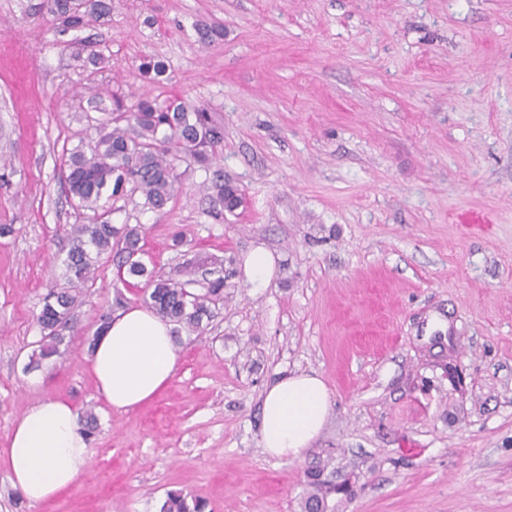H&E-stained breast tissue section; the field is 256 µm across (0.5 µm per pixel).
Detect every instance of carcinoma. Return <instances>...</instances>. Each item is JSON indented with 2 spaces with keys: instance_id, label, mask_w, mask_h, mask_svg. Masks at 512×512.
<instances>
[{
  "instance_id": "1",
  "label": "carcinoma",
  "mask_w": 512,
  "mask_h": 512,
  "mask_svg": "<svg viewBox=\"0 0 512 512\" xmlns=\"http://www.w3.org/2000/svg\"><path fill=\"white\" fill-rule=\"evenodd\" d=\"M43 7L62 31L78 30L110 15L112 0H45ZM141 75L157 81L166 65L147 59ZM224 142V128L205 107L191 105L180 97L159 102L140 98L127 105L112 96V111L104 113L96 126V138L87 149L64 150L60 167L67 169L66 192L78 207L92 212L90 222L78 225L64 260V283L49 289L37 316L40 338L29 356L28 367L38 368L60 354V346L75 334V310L96 283L103 256L114 255L119 281L142 283L140 300L163 320L190 334H202L212 318V307L224 302V277L218 276L200 290L199 266L184 268V279L165 278L145 262L140 226L112 224V210L100 204L105 193L119 197L126 188L143 197V207L164 209L177 182L182 163L207 164ZM216 200L229 213L244 203V193L226 183L221 175L213 181ZM205 500L180 490L166 493L159 512H205Z\"/></svg>"
}]
</instances>
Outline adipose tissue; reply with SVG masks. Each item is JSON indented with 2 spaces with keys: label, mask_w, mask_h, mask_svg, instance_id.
Returning <instances> with one entry per match:
<instances>
[{
  "label": "adipose tissue",
  "mask_w": 512,
  "mask_h": 512,
  "mask_svg": "<svg viewBox=\"0 0 512 512\" xmlns=\"http://www.w3.org/2000/svg\"><path fill=\"white\" fill-rule=\"evenodd\" d=\"M176 353L171 326L141 307L111 318L88 359L95 390L109 408L126 412L150 402L172 378ZM331 398L316 375L284 376L269 386L261 410V444L278 458L297 456L319 435ZM91 461L89 444L71 404L48 399L19 415L0 467L33 503L50 500L72 485Z\"/></svg>",
  "instance_id": "1"
}]
</instances>
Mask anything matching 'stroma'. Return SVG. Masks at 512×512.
Instances as JSON below:
<instances>
[{
  "mask_svg": "<svg viewBox=\"0 0 512 512\" xmlns=\"http://www.w3.org/2000/svg\"><path fill=\"white\" fill-rule=\"evenodd\" d=\"M38 0H0V448L32 405L93 410L90 466L34 504L0 468V512H157L167 491L211 512H512V0H112L58 31ZM224 26L207 46L197 29ZM167 67L159 83L142 60ZM179 96L224 126L159 212L128 194L168 277L224 265V302L174 340L157 398L118 413L87 371L99 316L139 291L101 264L69 347L28 357L67 233L88 221L58 158L95 137L113 93ZM243 190L228 213L215 176ZM276 264L246 281L255 246ZM317 373L331 391L295 458L261 447L266 389ZM244 269L251 286L263 288L273 277L275 270L274 256L263 246H257L248 253Z\"/></svg>",
  "mask_w": 512,
  "mask_h": 512,
  "instance_id": "obj_1",
  "label": "stroma"
}]
</instances>
